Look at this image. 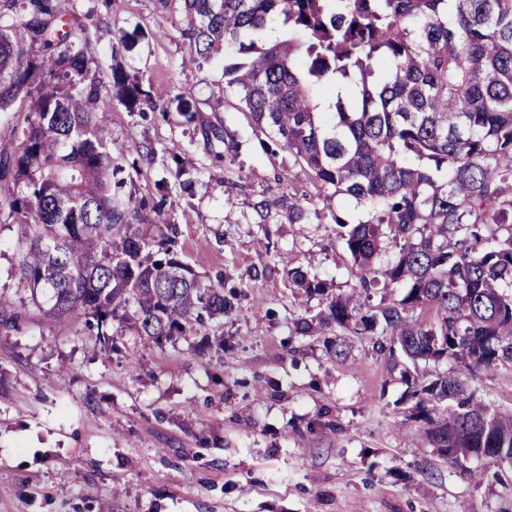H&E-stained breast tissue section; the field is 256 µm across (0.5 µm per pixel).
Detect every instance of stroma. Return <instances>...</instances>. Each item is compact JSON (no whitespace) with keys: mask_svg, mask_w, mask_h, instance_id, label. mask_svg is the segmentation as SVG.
I'll return each mask as SVG.
<instances>
[{"mask_svg":"<svg viewBox=\"0 0 512 512\" xmlns=\"http://www.w3.org/2000/svg\"><path fill=\"white\" fill-rule=\"evenodd\" d=\"M103 74L112 67L184 96L183 113L112 106L101 127L130 147L138 196L164 200L177 249L203 278L234 286L232 314L186 336L154 340L75 319H47L18 275L21 229L0 223V294L20 316L0 326V512H512V470L448 466L411 414L409 385L367 336L298 335L357 289L359 273L334 216L370 220L372 206L322 189L238 111L224 64L184 65L181 12L168 0H76ZM136 38L123 47L121 34ZM227 128L235 164L214 154ZM195 184L169 170L172 144ZM308 198L317 215L259 221L254 199ZM317 276L306 293L291 270ZM345 337L347 358L330 341ZM478 400L512 411V367L481 371Z\"/></svg>","mask_w":512,"mask_h":512,"instance_id":"35a3bbf8","label":"stroma"}]
</instances>
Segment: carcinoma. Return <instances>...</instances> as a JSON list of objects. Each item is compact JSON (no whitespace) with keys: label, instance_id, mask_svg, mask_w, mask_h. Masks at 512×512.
I'll use <instances>...</instances> for the list:
<instances>
[{"label":"carcinoma","instance_id":"cac0c4a2","mask_svg":"<svg viewBox=\"0 0 512 512\" xmlns=\"http://www.w3.org/2000/svg\"><path fill=\"white\" fill-rule=\"evenodd\" d=\"M181 35L197 68L219 49L225 87L307 179L376 215L334 223L364 293L405 283L379 306L328 303L320 328L373 337L411 385L415 417L448 464L460 457L512 467V415L478 401L468 380L512 364V0H177ZM66 0H3L0 220L23 229L18 273L32 297L49 295L53 318L91 327L130 323L155 340L196 331L232 313L236 293L206 283L173 250L177 225L148 205L130 177L129 147L102 135L112 99L130 112L173 104L112 68L100 77L87 27L64 20ZM277 16L292 36L263 39ZM224 161L238 147L228 130ZM288 223L306 224L305 201L260 199ZM392 247L395 259L373 262ZM292 279L309 293L323 283ZM433 313L428 321L417 310ZM454 359L466 372L420 383L408 361Z\"/></svg>","mask_w":512,"mask_h":512}]
</instances>
